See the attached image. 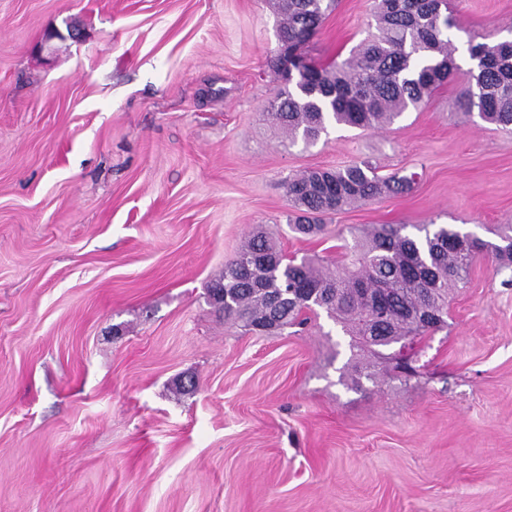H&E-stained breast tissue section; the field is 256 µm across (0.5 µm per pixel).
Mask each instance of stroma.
Segmentation results:
<instances>
[{
	"instance_id": "obj_1",
	"label": "stroma",
	"mask_w": 512,
	"mask_h": 512,
	"mask_svg": "<svg viewBox=\"0 0 512 512\" xmlns=\"http://www.w3.org/2000/svg\"><path fill=\"white\" fill-rule=\"evenodd\" d=\"M458 69L369 131L289 144L270 0H0V512H512V268L478 255L405 379H345L325 311L262 334L207 285L253 232L512 225V132L454 106L512 0H451ZM374 0L309 45L343 59ZM79 28L80 39L70 38ZM371 161L411 193L292 233L285 184Z\"/></svg>"
}]
</instances>
